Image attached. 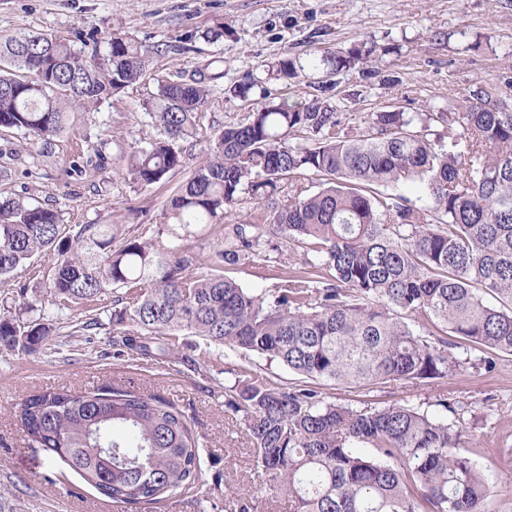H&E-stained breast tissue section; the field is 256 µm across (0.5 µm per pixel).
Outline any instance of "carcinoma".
I'll return each instance as SVG.
<instances>
[{
	"instance_id": "1",
	"label": "carcinoma",
	"mask_w": 512,
	"mask_h": 512,
	"mask_svg": "<svg viewBox=\"0 0 512 512\" xmlns=\"http://www.w3.org/2000/svg\"><path fill=\"white\" fill-rule=\"evenodd\" d=\"M53 35L0 42V131L49 144L90 112L134 87L159 46L121 34ZM373 49L331 50L301 62L283 56L249 74L244 101L270 80L307 69L371 74ZM224 72L184 80L161 75L143 103L158 130L123 153L138 186L186 167V142L204 158L165 208L168 245L151 225L62 224L48 205L0 198V278L55 255L41 298L0 316V343L35 353L52 325L24 314L43 301L90 305L122 289L112 307V344L143 357L152 340L187 332L229 359L241 351L276 359L313 382L361 390L441 379L462 365L451 348L484 354L488 368L512 356V112L490 108L479 85L436 112L399 108L347 122L329 97L264 100L200 141L212 84ZM321 177L311 191L300 178ZM418 183L411 200L396 193ZM249 204L224 229L211 273L188 247ZM304 248V268L273 288L248 290L223 265L269 261L271 239ZM441 325L453 337L430 326ZM224 409L253 447L254 467L289 512H492L486 473L458 449L448 420L407 405L338 404L309 385L256 377L225 390ZM24 432L109 501L154 504L200 478L204 444L163 397L68 389L27 396ZM250 495L225 493L224 512H252Z\"/></svg>"
}]
</instances>
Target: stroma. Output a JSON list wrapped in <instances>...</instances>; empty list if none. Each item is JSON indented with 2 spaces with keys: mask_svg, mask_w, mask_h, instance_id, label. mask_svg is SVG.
<instances>
[{
  "mask_svg": "<svg viewBox=\"0 0 512 512\" xmlns=\"http://www.w3.org/2000/svg\"><path fill=\"white\" fill-rule=\"evenodd\" d=\"M224 22V39L205 42L201 33ZM125 34L136 42L164 45L143 79L125 93L103 100L97 112L77 113L75 131L51 146L20 132L0 134V196H24L50 204L68 224H108L125 216L127 224H163V205L171 185L141 188L126 182L124 141H147L157 131L142 103L167 71L192 77L214 58H223L224 76L214 86L208 124L222 128L250 112L234 87L264 61L283 55L309 58L325 48H374L379 77L357 71L329 76L316 71L291 85L292 99L311 94L313 82L328 78L338 111L362 118L373 112L422 111L424 104L448 107L476 86L494 90L512 78V0H0V42L23 33H47L69 40L77 33L110 37ZM85 164V172L73 169ZM303 255L289 250L268 262L245 261L224 269L244 288L273 287L282 273L300 269ZM53 253L36 256L0 284V309L17 306L22 291L43 288ZM112 294L96 307L43 306L56 328V343L26 354L0 345V512H224L225 490L246 489L256 512H288L270 498L253 472L249 443L224 411V389L236 373L248 370L276 383L300 384L279 361L257 354L224 358L197 349V365L173 358L115 355L112 347ZM99 313L103 325L93 334L71 335L72 324ZM109 386L170 400L204 444L203 475L196 487L180 490L156 504L109 507L93 488L23 433L17 414L28 395L58 388ZM329 395L339 403L402 404L453 421L460 446L472 451L495 487L497 512H512V356L492 369L464 365L448 377L417 384L394 382L361 394L343 385ZM223 476L214 490V473Z\"/></svg>",
  "mask_w": 512,
  "mask_h": 512,
  "instance_id": "obj_1",
  "label": "stroma"
}]
</instances>
